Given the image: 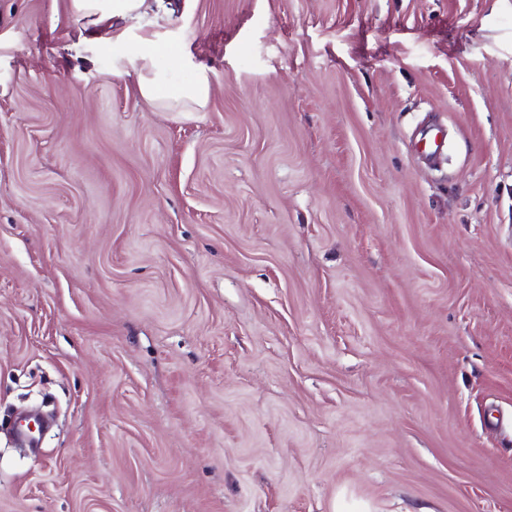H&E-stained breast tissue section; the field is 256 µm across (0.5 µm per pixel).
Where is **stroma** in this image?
<instances>
[{"mask_svg": "<svg viewBox=\"0 0 512 512\" xmlns=\"http://www.w3.org/2000/svg\"><path fill=\"white\" fill-rule=\"evenodd\" d=\"M69 3L0 0V512H512V0H164L199 112ZM163 58L158 38H141L134 58L140 96L162 112H199L205 109L212 92L208 74L196 68L189 57L180 53L169 57L170 62L178 69L191 70V75L182 81H169L158 72L159 62ZM444 142V127L437 122H433L425 127L420 139L417 140L414 145L418 151L421 149V146L424 151L428 148L429 155L434 156L440 153L444 146Z\"/></svg>", "mask_w": 512, "mask_h": 512, "instance_id": "obj_1", "label": "stroma"}]
</instances>
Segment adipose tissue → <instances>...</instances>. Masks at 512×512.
Here are the masks:
<instances>
[{
  "instance_id": "1",
  "label": "adipose tissue",
  "mask_w": 512,
  "mask_h": 512,
  "mask_svg": "<svg viewBox=\"0 0 512 512\" xmlns=\"http://www.w3.org/2000/svg\"><path fill=\"white\" fill-rule=\"evenodd\" d=\"M70 6L76 16L105 28V36L97 40L102 47L124 38L125 32L116 28V21L140 19L149 8L147 0H70ZM162 57L160 40L142 38L134 58L140 96L162 112H198L205 109L212 92L208 74L180 53L169 59L174 67L189 70L190 75L178 82L167 80L158 72Z\"/></svg>"
}]
</instances>
